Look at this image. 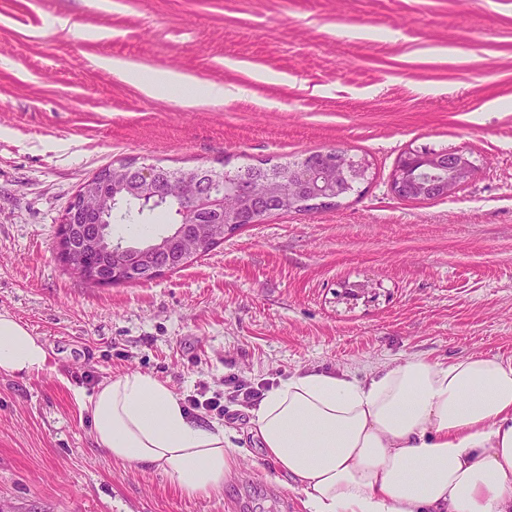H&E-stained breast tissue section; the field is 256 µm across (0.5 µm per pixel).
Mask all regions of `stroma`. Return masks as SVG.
Returning <instances> with one entry per match:
<instances>
[{
	"instance_id": "stroma-1",
	"label": "stroma",
	"mask_w": 512,
	"mask_h": 512,
	"mask_svg": "<svg viewBox=\"0 0 512 512\" xmlns=\"http://www.w3.org/2000/svg\"><path fill=\"white\" fill-rule=\"evenodd\" d=\"M103 57L229 95L149 96ZM333 146L369 165L338 206L270 215L145 283L93 287L59 257L69 202L109 164L233 171ZM424 146L466 153L473 176L399 199L392 173ZM0 311L52 356L0 377V512H304L235 407L236 477L189 497L96 448L74 392L129 371L184 397L512 357V0H0Z\"/></svg>"
}]
</instances>
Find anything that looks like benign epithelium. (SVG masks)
Instances as JSON below:
<instances>
[{"label": "benign epithelium", "instance_id": "1", "mask_svg": "<svg viewBox=\"0 0 512 512\" xmlns=\"http://www.w3.org/2000/svg\"><path fill=\"white\" fill-rule=\"evenodd\" d=\"M330 157L326 165L306 172L299 180L288 182V201H297V206L319 210L335 203V200L326 197L329 189L341 177L345 176L352 163L347 150L336 147L322 152ZM128 173H135L138 179L146 184L156 182L157 171L149 165H136L128 162L111 164L101 173L100 178L112 183L120 180ZM473 174V166L462 153L448 156L444 165H439L438 159L432 156L418 155L414 152L406 156V164L399 166L393 175L391 189L398 197H410L418 193V198L428 196V189L435 186L443 194L452 195ZM171 191L181 198L189 201L195 211L216 212L220 215L227 212L225 199L229 196L244 201L259 196L266 191L263 181L239 182L235 185H224V191L217 193L206 189L203 185L189 178L176 183ZM116 200L107 193H95L87 187L79 189L68 211L63 217L59 230L58 250L67 269L79 279L95 285H112L116 283H144L172 271L183 265L189 257L203 245L205 229L200 224L178 225L179 235L176 241L181 244L180 249L168 254L163 259H156L145 267L144 272L138 274L132 270L143 255L145 248L124 247L117 245L118 252H128L132 255L131 261L121 264L113 269L112 274L99 271L90 264L86 254L105 237L104 224H86L83 226L85 235L84 248L76 250L71 244V230L76 223L82 222L88 215H97L108 218L112 215V208Z\"/></svg>", "mask_w": 512, "mask_h": 512}]
</instances>
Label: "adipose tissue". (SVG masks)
I'll list each match as a JSON object with an SVG mask.
<instances>
[{"label":"adipose tissue","instance_id":"ef3b65f1","mask_svg":"<svg viewBox=\"0 0 512 512\" xmlns=\"http://www.w3.org/2000/svg\"><path fill=\"white\" fill-rule=\"evenodd\" d=\"M147 95L193 86L168 70L103 58ZM50 352L0 312V375L48 370ZM96 447L158 468L185 495L218 496L238 463L223 427L189 418L151 374L129 372L75 391ZM249 432L305 494L306 512H512V358L473 353L446 363L411 355L365 377L298 370L249 409Z\"/></svg>","mask_w":512,"mask_h":512}]
</instances>
